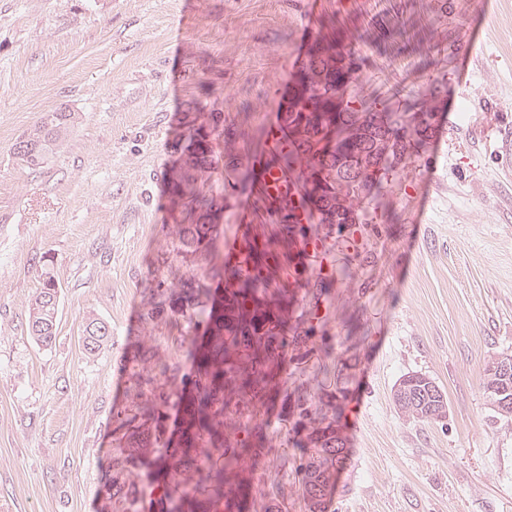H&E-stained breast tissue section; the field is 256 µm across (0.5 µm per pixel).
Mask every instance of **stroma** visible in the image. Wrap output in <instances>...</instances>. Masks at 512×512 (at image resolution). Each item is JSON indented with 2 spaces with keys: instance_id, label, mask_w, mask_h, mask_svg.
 <instances>
[{
  "instance_id": "obj_1",
  "label": "stroma",
  "mask_w": 512,
  "mask_h": 512,
  "mask_svg": "<svg viewBox=\"0 0 512 512\" xmlns=\"http://www.w3.org/2000/svg\"><path fill=\"white\" fill-rule=\"evenodd\" d=\"M0 0V512H98L128 401L133 352L185 360L201 329L145 319L149 286L192 259L171 254L181 207L166 177L178 135L224 115L227 173L203 190L225 234L240 202L290 297L282 383L255 424L265 448L242 476L250 512H309L296 474L298 396L332 415L350 461L334 512H512V424L490 427L487 363L512 354V0ZM356 56L346 96L433 106L435 136L354 223L316 224L302 253L252 160L313 42ZM439 85L438 99L429 89ZM79 120L40 169L14 155L40 113ZM48 269L60 291L50 348L28 333ZM107 346L82 345L87 318ZM431 378L447 416L407 417L392 394Z\"/></svg>"
}]
</instances>
